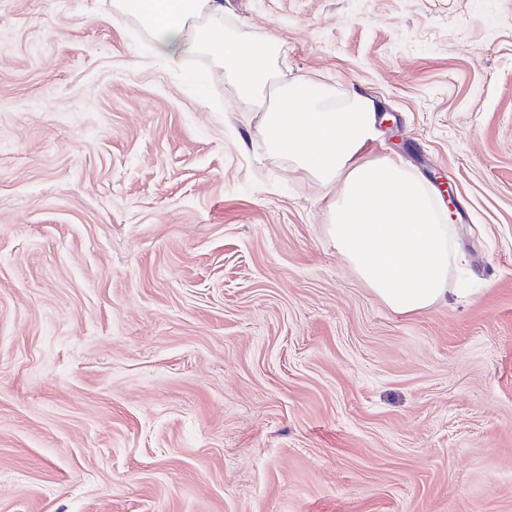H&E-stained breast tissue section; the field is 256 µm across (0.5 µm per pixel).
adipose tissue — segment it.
<instances>
[{
    "instance_id": "obj_1",
    "label": "adipose tissue",
    "mask_w": 512,
    "mask_h": 512,
    "mask_svg": "<svg viewBox=\"0 0 512 512\" xmlns=\"http://www.w3.org/2000/svg\"><path fill=\"white\" fill-rule=\"evenodd\" d=\"M113 7L148 30L149 56L175 63L207 55L245 101H261L278 74V39L246 41L230 31L224 0H113ZM258 131L274 155L320 185L330 236L388 308L410 315L446 299L450 269L468 258L454 249L422 184L396 161L364 160L375 131L371 101L355 94L338 104L323 85L296 77L259 113Z\"/></svg>"
}]
</instances>
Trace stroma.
I'll return each mask as SVG.
<instances>
[{
	"label": "stroma",
	"instance_id": "1",
	"mask_svg": "<svg viewBox=\"0 0 512 512\" xmlns=\"http://www.w3.org/2000/svg\"><path fill=\"white\" fill-rule=\"evenodd\" d=\"M0 0V512H512V0H224L469 265L393 313L209 57Z\"/></svg>",
	"mask_w": 512,
	"mask_h": 512
}]
</instances>
